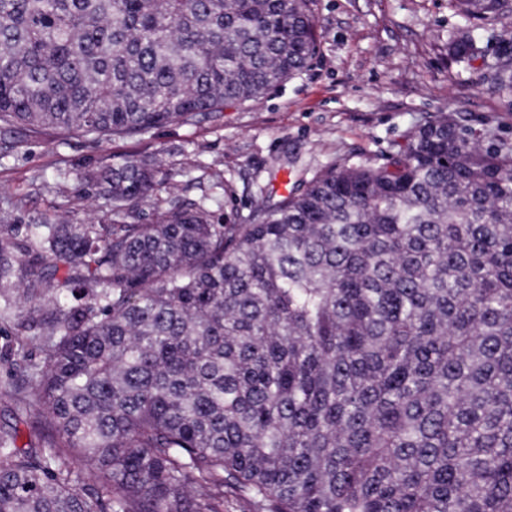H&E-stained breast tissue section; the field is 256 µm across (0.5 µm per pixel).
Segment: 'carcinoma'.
<instances>
[{
    "instance_id": "obj_1",
    "label": "carcinoma",
    "mask_w": 512,
    "mask_h": 512,
    "mask_svg": "<svg viewBox=\"0 0 512 512\" xmlns=\"http://www.w3.org/2000/svg\"><path fill=\"white\" fill-rule=\"evenodd\" d=\"M451 2L448 56L512 99V0ZM317 46L311 0H0V129L142 137ZM158 174L87 171L97 224L0 201V335L36 411L27 445L0 430V512H512V140L439 112L244 224Z\"/></svg>"
}]
</instances>
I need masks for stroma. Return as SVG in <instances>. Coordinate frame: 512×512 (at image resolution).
Segmentation results:
<instances>
[{"label": "stroma", "mask_w": 512, "mask_h": 512, "mask_svg": "<svg viewBox=\"0 0 512 512\" xmlns=\"http://www.w3.org/2000/svg\"><path fill=\"white\" fill-rule=\"evenodd\" d=\"M318 48L299 74L259 100L175 122L144 138L60 140L54 130L0 148V199L23 219L85 222L95 206L82 175L128 157L173 172L198 199L223 175L211 209L246 217L302 189L326 165L363 163L436 113L512 139V108L451 63L448 31L462 26L449 0H314Z\"/></svg>", "instance_id": "1"}]
</instances>
